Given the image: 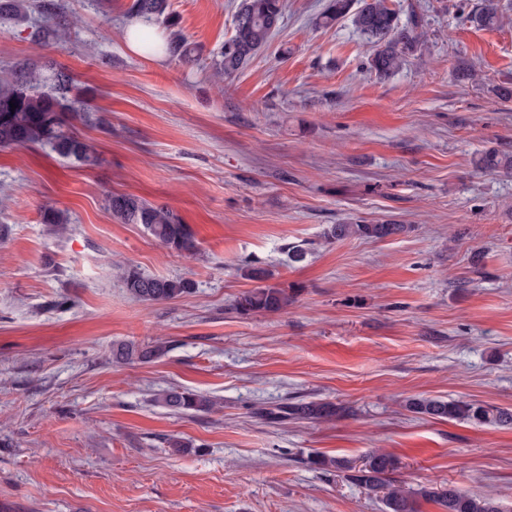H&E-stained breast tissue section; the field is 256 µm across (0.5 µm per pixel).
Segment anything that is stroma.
<instances>
[{
  "label": "stroma",
  "instance_id": "1",
  "mask_svg": "<svg viewBox=\"0 0 512 512\" xmlns=\"http://www.w3.org/2000/svg\"><path fill=\"white\" fill-rule=\"evenodd\" d=\"M77 16L64 49L0 19V78L68 70L106 126L73 123L93 166L48 148L0 151V512H382L378 495L316 470L310 453L393 455L396 485L451 484L512 512V428L432 419L415 396L512 410V9L480 28L460 0H389L425 41L388 79L350 18L319 28L327 0H285L268 44L216 85L214 54L239 0H170L196 48L185 65L132 52V0H59ZM468 68L472 77H461ZM112 193L173 208L188 259L107 208ZM64 211L65 229L42 223ZM407 225L382 241L325 242L327 225ZM307 242V261L286 246ZM483 259L471 264L470 253ZM258 265L295 295L239 315ZM192 281L167 303L134 299L122 267ZM164 341L148 362L119 342ZM169 387L214 412L174 414ZM323 400L343 415L270 424L259 409ZM191 445L173 454L165 440ZM476 165L484 170H506L512 173V155L488 150L480 153ZM166 352L165 342L154 345H146L144 347L135 346L133 343H121L112 346V358L117 361H134L141 362L150 361ZM154 401L174 413L188 416L211 413L217 404L206 394L181 388L164 390L156 394Z\"/></svg>",
  "mask_w": 512,
  "mask_h": 512
}]
</instances>
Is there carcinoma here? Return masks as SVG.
I'll return each instance as SVG.
<instances>
[{"mask_svg":"<svg viewBox=\"0 0 512 512\" xmlns=\"http://www.w3.org/2000/svg\"><path fill=\"white\" fill-rule=\"evenodd\" d=\"M352 0H329L326 9L316 18V24L327 27L337 19L350 16L355 29L367 39L373 52L366 68L377 77L386 79L398 71L408 56L421 46L424 39L421 19L416 15L401 22L399 13L387 5V0H363V6L352 11ZM169 0H133L128 13L145 22L164 18L175 28L165 46L140 34L144 52H163L178 61H195V46L170 16ZM40 18L44 40L55 45L65 43L74 19L70 18L57 0H0V16H13L19 22L31 23L32 14ZM284 15L283 0H240L235 12V34L217 52L214 75L219 81L233 77L266 46ZM466 18L478 27L497 25V7L488 3L478 10L467 11ZM16 108H11V105ZM73 119L88 121L91 113L74 78L57 69L47 76L40 71L22 67L10 76L0 79V149L41 145L84 164L95 162V156L86 143L66 135L63 127ZM476 165L484 170L512 172V155L488 150L480 153ZM112 216L122 224H142L166 248L184 256L197 251L194 236L187 224L165 205H153L130 194H112L107 198ZM408 226L393 222L381 224L328 225L323 238L333 243L350 238L385 240L406 232ZM244 276L255 286L240 293L234 300V309L243 316L277 313L293 302L288 289L269 283L273 274L259 266L247 267ZM129 294L145 302H168L190 293L193 285L186 279L147 276L134 267L123 274ZM166 352L165 343L138 347L121 343L112 347V358L117 361H149ZM155 402L162 407L188 416L214 411L216 402L197 391L169 388L156 394ZM407 406L415 413L446 420L473 422L479 425L512 427V410L489 404L439 397L412 398ZM336 415V406L323 400H292L263 413L272 423L288 420H319ZM310 467L318 470L341 469L346 478L372 493H383V512H418L417 500L432 501L441 512H503L492 497L473 494L455 486L422 487L408 494L392 486L389 475L396 469L395 458L385 452L371 450L360 464L340 461L320 453L308 458Z\"/></svg>","mask_w":512,"mask_h":512,"instance_id":"cac0c4a2","label":"carcinoma"}]
</instances>
